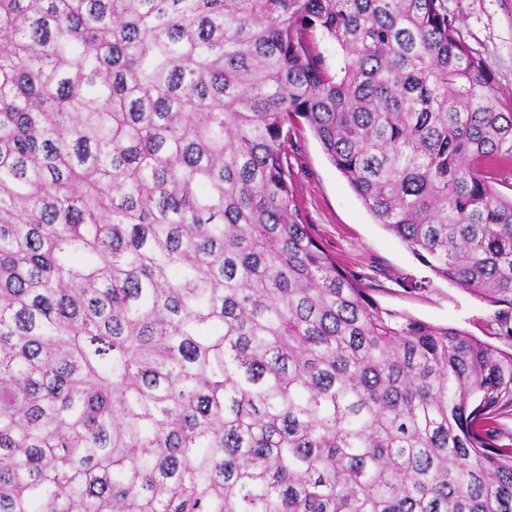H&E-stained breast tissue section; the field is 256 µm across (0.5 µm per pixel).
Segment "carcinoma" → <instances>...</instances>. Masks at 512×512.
Here are the masks:
<instances>
[{"label":"carcinoma","instance_id":"1","mask_svg":"<svg viewBox=\"0 0 512 512\" xmlns=\"http://www.w3.org/2000/svg\"><path fill=\"white\" fill-rule=\"evenodd\" d=\"M299 122L512 310V107L447 0H0V512H512V350L337 263Z\"/></svg>","mask_w":512,"mask_h":512}]
</instances>
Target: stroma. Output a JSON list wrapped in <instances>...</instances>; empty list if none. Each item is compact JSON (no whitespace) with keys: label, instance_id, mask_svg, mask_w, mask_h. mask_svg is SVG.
<instances>
[{"label":"stroma","instance_id":"obj_1","mask_svg":"<svg viewBox=\"0 0 512 512\" xmlns=\"http://www.w3.org/2000/svg\"><path fill=\"white\" fill-rule=\"evenodd\" d=\"M448 9L461 38L492 73L500 105L512 106V0H448ZM287 147L294 196L306 223L382 308L503 346L497 307L432 276L376 222L307 125L292 130Z\"/></svg>","mask_w":512,"mask_h":512}]
</instances>
